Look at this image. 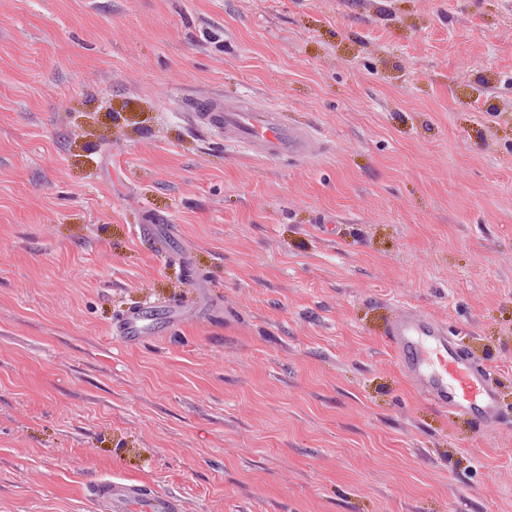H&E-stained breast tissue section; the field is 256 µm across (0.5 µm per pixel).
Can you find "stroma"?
<instances>
[{"mask_svg":"<svg viewBox=\"0 0 512 512\" xmlns=\"http://www.w3.org/2000/svg\"><path fill=\"white\" fill-rule=\"evenodd\" d=\"M204 95L317 156L238 146ZM405 307L490 366L500 423L406 376ZM104 479L512 512V0H0V512H95ZM199 119L206 125L224 129L239 145L267 158H287L308 162L315 156L314 134L277 120L272 107L255 103L208 98L198 107ZM147 309L135 307L129 309L121 319L120 328L126 339L135 340L141 334L142 323L145 321Z\"/></svg>","mask_w":512,"mask_h":512,"instance_id":"stroma-1","label":"stroma"}]
</instances>
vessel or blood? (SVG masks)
Listing matches in <instances>:
<instances>
[{"label":"vessel or blood","instance_id":"obj_1","mask_svg":"<svg viewBox=\"0 0 512 512\" xmlns=\"http://www.w3.org/2000/svg\"><path fill=\"white\" fill-rule=\"evenodd\" d=\"M198 115L206 125L224 130L230 139L261 156L299 162L315 156L314 134L282 124L273 108L209 98L200 104ZM146 315L142 307L126 312L120 328L127 339L140 336ZM387 334L405 373L435 406L478 414L485 425L498 422V393L487 366L449 335L446 323L404 308L390 322ZM93 498L104 512H179L174 498L154 494L137 484L102 482L95 485Z\"/></svg>","mask_w":512,"mask_h":512}]
</instances>
